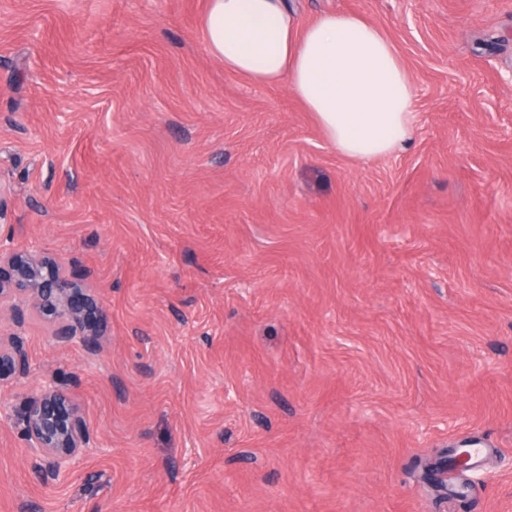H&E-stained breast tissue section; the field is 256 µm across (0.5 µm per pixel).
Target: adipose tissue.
<instances>
[{
    "label": "adipose tissue",
    "mask_w": 512,
    "mask_h": 512,
    "mask_svg": "<svg viewBox=\"0 0 512 512\" xmlns=\"http://www.w3.org/2000/svg\"><path fill=\"white\" fill-rule=\"evenodd\" d=\"M209 53L258 85L286 83L328 141L370 162L414 132L413 86L395 45L348 12L301 25L286 0H209Z\"/></svg>",
    "instance_id": "1"
}]
</instances>
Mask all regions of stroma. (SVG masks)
I'll return each instance as SVG.
<instances>
[{"label":"stroma","instance_id":"1","mask_svg":"<svg viewBox=\"0 0 512 512\" xmlns=\"http://www.w3.org/2000/svg\"><path fill=\"white\" fill-rule=\"evenodd\" d=\"M208 0H0L15 241L108 312L103 346L0 316L93 450L42 481L0 422V512H512V0L354 11L411 77L404 151L345 157L286 84L225 70ZM477 441L457 485L425 464Z\"/></svg>","mask_w":512,"mask_h":512}]
</instances>
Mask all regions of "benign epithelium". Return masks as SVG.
Wrapping results in <instances>:
<instances>
[{"label": "benign epithelium", "mask_w": 512, "mask_h": 512, "mask_svg": "<svg viewBox=\"0 0 512 512\" xmlns=\"http://www.w3.org/2000/svg\"><path fill=\"white\" fill-rule=\"evenodd\" d=\"M12 292L58 323L57 341H77L92 351L101 348L107 311L91 289L65 274L54 259L0 241V304ZM29 370L21 341L8 350L0 348V385L25 378ZM18 425L24 447L46 481L58 477L87 447L88 431L80 409L52 377L27 400Z\"/></svg>", "instance_id": "obj_1"}]
</instances>
